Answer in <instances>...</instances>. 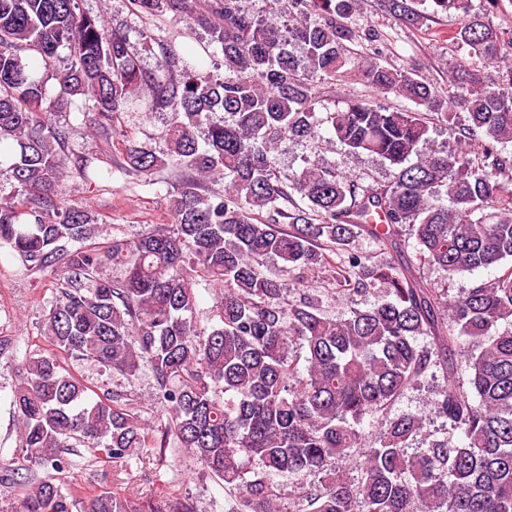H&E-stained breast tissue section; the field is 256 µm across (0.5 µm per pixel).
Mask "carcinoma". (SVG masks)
<instances>
[{
  "instance_id": "obj_1",
  "label": "carcinoma",
  "mask_w": 512,
  "mask_h": 512,
  "mask_svg": "<svg viewBox=\"0 0 512 512\" xmlns=\"http://www.w3.org/2000/svg\"><path fill=\"white\" fill-rule=\"evenodd\" d=\"M429 2L461 18L448 39L470 59L507 60L512 39L490 19L496 0ZM133 6L201 28L224 74L176 77L171 48L144 70L129 35L79 0H0V145H10L0 167L13 180L0 247L27 274L63 273L41 320L50 349L28 356L14 384L18 450L0 462L1 487L28 489L0 512H191L164 488L145 503L106 489L83 499L63 479L79 447L117 466L170 444L224 483L233 512H281L285 496L288 512H512V267L451 296L405 257L410 246L450 277L512 258V93L463 68L443 99L408 70L352 54L358 0H265L260 14L242 0ZM388 6L409 25L422 19L407 0ZM60 48L68 64L52 94L31 62L47 67ZM354 74L379 98L318 111L313 78ZM390 95L415 108L389 107ZM78 97L92 102L84 123L105 137L134 99L169 111L162 149L126 139L124 151L125 171L146 181L179 172L170 224L100 245L92 211L58 193L71 127L53 116ZM431 113L454 126L456 149L431 148ZM290 139L337 140L388 162L393 177L362 183L334 165L281 172L274 151ZM214 179L224 192L207 187ZM361 236L376 255L353 248ZM332 254L343 291L380 282L386 294L324 313L304 274ZM189 269L221 288L209 327L195 320ZM290 283L299 298H285ZM66 356L129 377L150 366L168 422L145 424L124 394L92 397ZM438 378L442 428L425 435L407 411L366 443V418Z\"/></svg>"
}]
</instances>
